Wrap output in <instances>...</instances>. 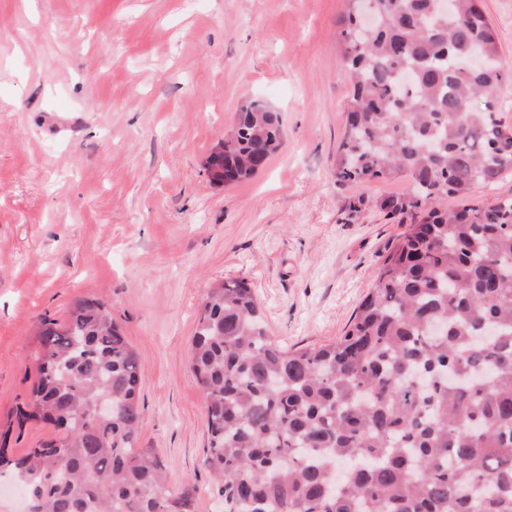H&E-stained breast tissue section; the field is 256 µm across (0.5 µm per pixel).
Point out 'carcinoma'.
<instances>
[{"mask_svg":"<svg viewBox=\"0 0 512 512\" xmlns=\"http://www.w3.org/2000/svg\"><path fill=\"white\" fill-rule=\"evenodd\" d=\"M372 2L367 34L358 0L338 20L351 92L336 181L405 182L380 209L409 223L328 344L274 341L244 279L207 291L192 370L222 512H512V197L470 200L512 171V127L495 112L512 68L482 0ZM283 141L280 113L249 99L221 165L239 183ZM38 336L16 419L56 433L0 451L27 512H196L197 485L169 490L155 450L137 447L139 359L104 303L78 299ZM103 398L110 416L94 412Z\"/></svg>","mask_w":512,"mask_h":512,"instance_id":"carcinoma-1","label":"carcinoma"}]
</instances>
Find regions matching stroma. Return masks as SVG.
Here are the masks:
<instances>
[{
  "instance_id": "1",
  "label": "stroma",
  "mask_w": 512,
  "mask_h": 512,
  "mask_svg": "<svg viewBox=\"0 0 512 512\" xmlns=\"http://www.w3.org/2000/svg\"><path fill=\"white\" fill-rule=\"evenodd\" d=\"M344 0H0V432L19 456L54 434L16 426L41 319L105 303L140 360L138 444L170 490L208 487L206 405L191 339L206 291L247 280L272 339L343 335L404 227L371 183L356 216L337 183L350 91ZM279 111L283 147L253 178L203 159L241 103Z\"/></svg>"
}]
</instances>
